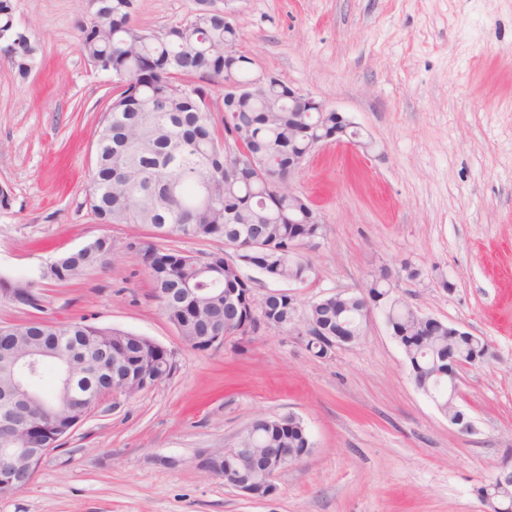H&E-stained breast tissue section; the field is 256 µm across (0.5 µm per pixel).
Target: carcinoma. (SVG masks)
Segmentation results:
<instances>
[{"label": "carcinoma", "instance_id": "cac0c4a2", "mask_svg": "<svg viewBox=\"0 0 512 512\" xmlns=\"http://www.w3.org/2000/svg\"><path fill=\"white\" fill-rule=\"evenodd\" d=\"M133 11L134 0H112L107 14L91 15L78 28L81 53L96 69L111 73L115 82L97 132L88 199L103 224L149 225L165 231L166 240L197 238L231 245V255L217 248L193 256L162 246L154 233L134 236L125 244L143 263L155 299L181 338L194 348L207 349V337L230 334L235 328L224 322V285L244 293L251 290L252 280L243 276V268L275 281H305L309 266L295 257L288 219L306 218L309 209L301 198L279 193L276 184L288 178V158L305 155L314 141L336 128V113L290 112L288 101L270 84L253 89L247 103L228 113L224 137L217 136L210 95L202 82H229L228 98L252 85L251 60L235 53L237 27L214 7V0H197L190 18L161 34L137 26ZM0 53L21 79L36 61L32 44L26 52L15 53L10 41L0 38ZM241 224L258 229L263 239L233 236ZM99 250L96 255L73 256L54 272L53 280L73 282L105 265L112 239L102 238ZM393 278L382 268L364 288L379 297L383 283ZM0 293L22 305L39 296V288L31 278L0 277ZM325 309L331 312L333 332L341 323L347 327L345 335L334 337L336 343H353L363 336L368 321L363 294L324 297L310 305L307 316L317 318ZM385 322L410 363L415 387L445 416L453 417L454 393L436 372L443 368L448 348L462 363L477 365L489 353L487 343L471 333L459 336L445 323L418 321L404 300L387 310ZM39 341L64 359L81 353L91 357L90 375L77 383L80 393L111 389L112 350L129 354L134 364L137 353L148 346L146 337L83 320L65 326L39 320L0 325V355ZM38 406L69 424L61 385L39 393ZM29 419L28 413L0 418V447ZM287 422L288 452L297 462L312 444L300 419L290 414ZM255 432L241 444L263 448L277 440L263 426ZM30 479L26 469L12 467L0 473V494L16 492ZM481 495L495 506H512V482L496 481L482 488Z\"/></svg>", "mask_w": 512, "mask_h": 512}]
</instances>
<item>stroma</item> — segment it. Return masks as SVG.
<instances>
[{
  "label": "stroma",
  "instance_id": "obj_1",
  "mask_svg": "<svg viewBox=\"0 0 512 512\" xmlns=\"http://www.w3.org/2000/svg\"><path fill=\"white\" fill-rule=\"evenodd\" d=\"M37 47L19 79L0 55V276L38 280L42 310L0 297V322L75 319L148 337L174 355L154 388L104 397L0 512H484L479 490L512 466V0H216L237 53L348 116L370 152L330 142L290 179L324 220L298 246L299 308L356 291L378 269L418 270L400 293L420 313L479 336L489 355L459 371L461 432L414 385L373 314L357 342L316 356L264 329L223 348L186 344L124 244L87 202L112 93L77 44L91 0H11ZM195 0H135L160 33ZM106 267L74 284L43 268L98 237ZM302 420L312 448L250 499L200 465L260 417Z\"/></svg>",
  "mask_w": 512,
  "mask_h": 512
}]
</instances>
